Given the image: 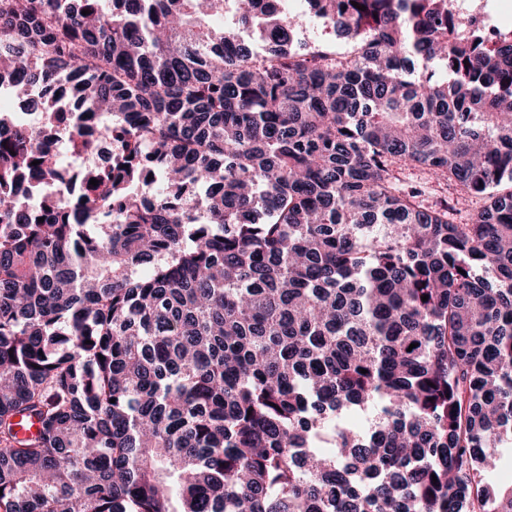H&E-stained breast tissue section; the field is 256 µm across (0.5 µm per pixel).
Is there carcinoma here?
I'll use <instances>...</instances> for the list:
<instances>
[{
	"label": "carcinoma",
	"mask_w": 512,
	"mask_h": 512,
	"mask_svg": "<svg viewBox=\"0 0 512 512\" xmlns=\"http://www.w3.org/2000/svg\"><path fill=\"white\" fill-rule=\"evenodd\" d=\"M258 2L0 0V512H512V31ZM285 11L296 19L300 36L305 40L333 41L330 28L323 27L306 12L303 0H285ZM112 164V144L110 141L99 143L97 150L89 155L81 157L77 161L79 170L93 167H107ZM498 448L500 456L499 466L488 473V479L493 482L497 487H506L510 484L512 478V447Z\"/></svg>",
	"instance_id": "1"
}]
</instances>
